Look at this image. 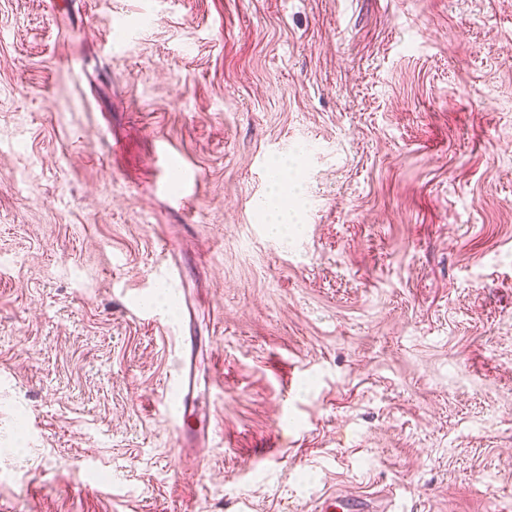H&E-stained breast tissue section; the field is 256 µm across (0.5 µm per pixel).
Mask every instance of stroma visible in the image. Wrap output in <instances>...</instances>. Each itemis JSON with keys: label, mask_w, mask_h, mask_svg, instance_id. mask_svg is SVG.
Here are the masks:
<instances>
[{"label": "stroma", "mask_w": 512, "mask_h": 512, "mask_svg": "<svg viewBox=\"0 0 512 512\" xmlns=\"http://www.w3.org/2000/svg\"><path fill=\"white\" fill-rule=\"evenodd\" d=\"M344 491L512 512V0H0V512ZM181 352L183 355L179 375L176 379L178 404L171 409L173 429L179 439H183L184 431L182 422L191 414H194V402L196 380L193 367L194 344L191 336H181Z\"/></svg>", "instance_id": "1"}]
</instances>
